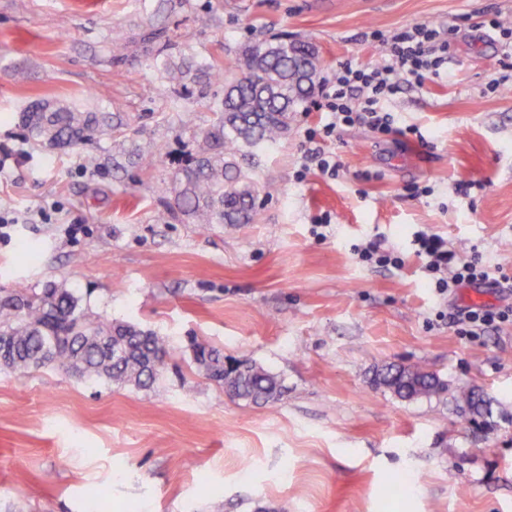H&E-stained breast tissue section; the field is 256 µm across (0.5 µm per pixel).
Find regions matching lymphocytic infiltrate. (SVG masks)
Returning a JSON list of instances; mask_svg holds the SVG:
<instances>
[{"instance_id": "lymphocytic-infiltrate-1", "label": "lymphocytic infiltrate", "mask_w": 512, "mask_h": 512, "mask_svg": "<svg viewBox=\"0 0 512 512\" xmlns=\"http://www.w3.org/2000/svg\"><path fill=\"white\" fill-rule=\"evenodd\" d=\"M390 53L381 66L358 68L341 63L328 80L324 97L328 117L320 132H308V140L331 137L338 129L364 124L375 131L392 132L395 118L384 111V100L398 93L405 84L418 87L448 75V40L444 29L426 23L406 26L390 37ZM412 246L438 292H450L465 284L489 280L490 267L478 257L464 256L449 249L441 235L416 231Z\"/></svg>"}]
</instances>
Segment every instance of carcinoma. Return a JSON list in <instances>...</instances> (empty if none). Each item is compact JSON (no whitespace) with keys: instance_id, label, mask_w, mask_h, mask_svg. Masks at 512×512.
Here are the masks:
<instances>
[{"instance_id":"carcinoma-1","label":"carcinoma","mask_w":512,"mask_h":512,"mask_svg":"<svg viewBox=\"0 0 512 512\" xmlns=\"http://www.w3.org/2000/svg\"><path fill=\"white\" fill-rule=\"evenodd\" d=\"M194 34L172 41L167 29L150 26L141 36L151 46L163 82L174 89L192 83L215 117L199 127L193 113L182 126L194 131L197 154L174 174L178 211L161 214L167 222L184 215L200 226L251 224L259 208L257 183L239 158L244 150L273 144L288 131L290 113L305 109L324 60L313 43L284 34L248 47L242 57L193 66L185 57ZM220 86L223 96L210 95ZM130 118L120 112H94L37 101L25 117L29 140L39 146L75 148L95 134L127 135ZM193 361L234 398L256 404L281 392L278 377L256 363L226 371L224 355L197 343ZM170 354L167 337L130 323H112L89 312L78 291L66 284L0 292V367L26 373L50 367L79 379L138 389L151 387ZM377 383L397 397L431 398L448 392V383L419 366H387ZM455 399L471 414L489 410L474 389L459 386Z\"/></svg>"}]
</instances>
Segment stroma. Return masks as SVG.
<instances>
[{"label":"stroma","instance_id":"obj_1","mask_svg":"<svg viewBox=\"0 0 512 512\" xmlns=\"http://www.w3.org/2000/svg\"><path fill=\"white\" fill-rule=\"evenodd\" d=\"M454 26L448 77L384 102L396 132L357 124L324 141L338 177L306 161L323 89L243 165L254 223L201 229L158 215L198 144L151 50L118 64L111 33L193 32L198 61L289 33L328 79L375 66L387 36ZM379 38H372V31ZM126 112L127 138L34 146L31 102ZM483 182L470 196L463 181ZM429 228L506 281L438 294L411 252ZM381 238L402 269L362 264ZM512 0H0V288H75L102 318L169 337L149 389L43 368L0 370V512H512V321L468 336L461 309L512 306ZM277 375L280 396H225L191 343ZM418 364L492 402L471 419L453 395L402 400L378 369Z\"/></svg>","mask_w":512,"mask_h":512}]
</instances>
